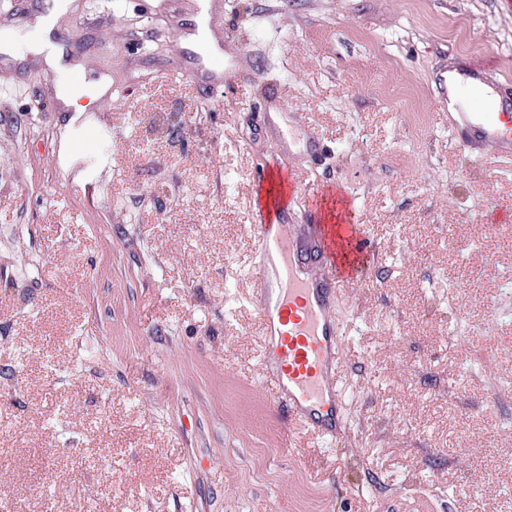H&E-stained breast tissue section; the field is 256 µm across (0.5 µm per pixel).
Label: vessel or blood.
Masks as SVG:
<instances>
[{"mask_svg":"<svg viewBox=\"0 0 512 512\" xmlns=\"http://www.w3.org/2000/svg\"><path fill=\"white\" fill-rule=\"evenodd\" d=\"M480 80L468 69L441 79V98L477 90L486 106L482 112L449 113L448 123L471 156L512 160V97L481 91ZM328 196L338 223L313 224L305 233L289 224L286 206H259L247 277L265 336L264 366L275 379L280 406L289 422L341 445L351 433L344 410L347 344L355 323L342 314L340 301L371 276L379 255L366 225L353 223L343 195L333 189Z\"/></svg>","mask_w":512,"mask_h":512,"instance_id":"vessel-or-blood-1","label":"vessel or blood"}]
</instances>
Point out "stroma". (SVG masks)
Returning <instances> with one entry per match:
<instances>
[{"mask_svg":"<svg viewBox=\"0 0 512 512\" xmlns=\"http://www.w3.org/2000/svg\"><path fill=\"white\" fill-rule=\"evenodd\" d=\"M201 2L72 0L61 74L0 53V512H512V404L481 373L512 382V164L469 158L436 90L452 63L512 85V0H224L248 64L219 97L173 57ZM45 3L0 0V34L30 43ZM65 82L80 111H47ZM262 165L299 184L294 223L340 188L385 255L343 302L346 447L261 371Z\"/></svg>","mask_w":512,"mask_h":512,"instance_id":"35a3bbf8","label":"stroma"}]
</instances>
